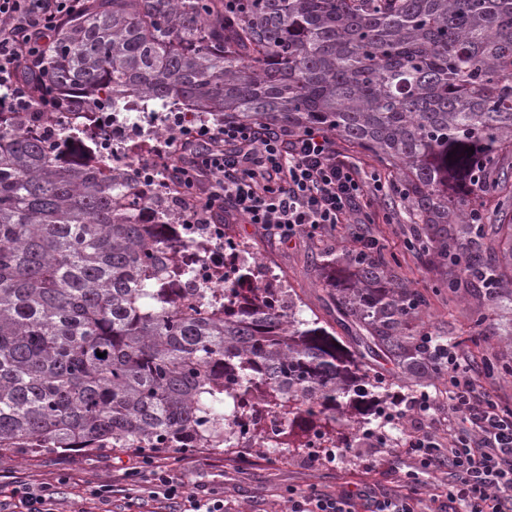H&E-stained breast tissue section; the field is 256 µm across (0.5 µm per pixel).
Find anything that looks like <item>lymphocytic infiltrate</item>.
<instances>
[{
  "label": "lymphocytic infiltrate",
  "mask_w": 512,
  "mask_h": 512,
  "mask_svg": "<svg viewBox=\"0 0 512 512\" xmlns=\"http://www.w3.org/2000/svg\"><path fill=\"white\" fill-rule=\"evenodd\" d=\"M87 0H0V106L10 112L46 108L42 76L52 36ZM157 155L173 159L171 169L187 205L185 222L205 228L216 249L224 247V220L259 224L289 243L304 232L356 221L365 200L383 193L381 179L364 181L339 157L335 138L319 128L295 136L258 135L237 122L181 124L176 137L159 142ZM448 399L425 390L394 395L381 414L385 425L409 423L401 449L391 448L384 428L357 438L390 463L405 454L423 470L440 475L454 512H512V414L500 410L481 370L456 352L439 364ZM169 453L138 449L131 473H144L173 512H224V498L188 493L169 474ZM410 495L359 500L289 494L288 512H419Z\"/></svg>",
  "instance_id": "obj_1"
}]
</instances>
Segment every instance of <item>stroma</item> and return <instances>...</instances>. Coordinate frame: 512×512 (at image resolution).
I'll return each instance as SVG.
<instances>
[{
	"instance_id": "stroma-1",
	"label": "stroma",
	"mask_w": 512,
	"mask_h": 512,
	"mask_svg": "<svg viewBox=\"0 0 512 512\" xmlns=\"http://www.w3.org/2000/svg\"><path fill=\"white\" fill-rule=\"evenodd\" d=\"M369 211L371 230L380 239L383 254L398 255L400 276L428 300L423 326L436 336L472 334L470 300L449 296L433 264L407 248L414 228L407 204L385 195L372 201ZM224 239L275 268L282 284L300 297L303 318H319L327 329L347 335V328L336 320L335 297L324 286V271L315 259L340 257L351 251V225L304 234L284 244L261 225L228 224ZM410 470L415 471L408 457L398 456L389 464L379 465L358 447L344 450L336 462L319 464L310 463L308 452L292 448L250 449L239 455L200 448L178 456L171 465L175 482L184 483L187 490L206 487L223 492L224 512H284L292 490L333 495L361 488L378 496L394 495L401 492V479ZM26 483L56 487L57 512H77L81 507L89 510L93 503L87 498L88 491L100 485L110 489L114 512H160L162 507L161 500L151 496L150 485L128 477L127 454L122 448L94 453L78 449L62 453L24 451L0 458V492L10 493L15 485Z\"/></svg>"
}]
</instances>
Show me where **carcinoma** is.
I'll list each match as a JSON object with an SVG mask.
<instances>
[{"mask_svg":"<svg viewBox=\"0 0 512 512\" xmlns=\"http://www.w3.org/2000/svg\"><path fill=\"white\" fill-rule=\"evenodd\" d=\"M46 93L54 112L176 101L194 120L321 128L389 171L419 224L412 248L475 301L474 326L489 305L512 310V0H241L229 20L224 0H100L51 42ZM39 114L0 112V455L234 453L263 434L254 394L285 421L272 447L337 448L350 424L378 426L373 361L425 387L435 347L480 345L426 339L427 299L394 256L322 260L360 351L242 256L221 289L191 272L173 287L185 242L165 196L60 161L54 132H27ZM134 198L154 223L133 221ZM499 337L483 366L512 377V317Z\"/></svg>","mask_w":512,"mask_h":512,"instance_id":"obj_1","label":"carcinoma"}]
</instances>
